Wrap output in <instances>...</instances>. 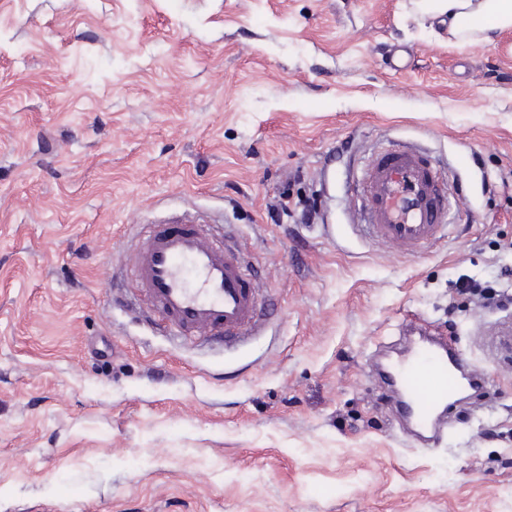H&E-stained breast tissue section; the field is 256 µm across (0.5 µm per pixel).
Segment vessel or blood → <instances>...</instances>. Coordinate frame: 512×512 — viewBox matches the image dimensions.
Here are the masks:
<instances>
[{"instance_id":"1","label":"vessel or blood","mask_w":512,"mask_h":512,"mask_svg":"<svg viewBox=\"0 0 512 512\" xmlns=\"http://www.w3.org/2000/svg\"><path fill=\"white\" fill-rule=\"evenodd\" d=\"M446 202L439 171L413 147L380 153L365 170L361 217L378 241L410 250L434 242L444 229ZM132 274L163 314L166 333L234 347L263 325L253 272L236 249L203 235L188 214L149 230ZM478 379L452 343L425 335L385 375L399 395L400 419L423 439L435 436L463 391L478 389Z\"/></svg>"}]
</instances>
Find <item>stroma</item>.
<instances>
[{
  "label": "stroma",
  "instance_id": "obj_1",
  "mask_svg": "<svg viewBox=\"0 0 512 512\" xmlns=\"http://www.w3.org/2000/svg\"><path fill=\"white\" fill-rule=\"evenodd\" d=\"M397 145L452 202L411 252L354 206ZM287 184L314 223L271 220ZM183 211L260 272L237 350L117 302ZM510 269L512 30L416 0H0V512H512V304L455 292ZM406 325L487 381L432 448L371 365Z\"/></svg>",
  "mask_w": 512,
  "mask_h": 512
}]
</instances>
